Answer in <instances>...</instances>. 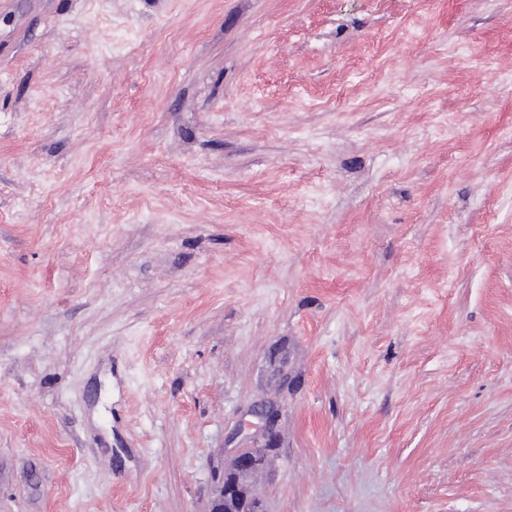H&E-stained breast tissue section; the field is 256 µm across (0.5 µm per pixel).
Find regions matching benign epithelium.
<instances>
[{
  "mask_svg": "<svg viewBox=\"0 0 512 512\" xmlns=\"http://www.w3.org/2000/svg\"><path fill=\"white\" fill-rule=\"evenodd\" d=\"M263 429L269 434L268 450L277 449L274 432L277 426L278 409L267 406L259 412ZM264 464V455L248 448H240L234 458V469L224 472L208 512H264L263 500L258 489L247 491L241 486V478L259 471Z\"/></svg>",
  "mask_w": 512,
  "mask_h": 512,
  "instance_id": "1",
  "label": "benign epithelium"
}]
</instances>
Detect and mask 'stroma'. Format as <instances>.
Masks as SVG:
<instances>
[{
  "instance_id": "35a3bbf8",
  "label": "stroma",
  "mask_w": 512,
  "mask_h": 512,
  "mask_svg": "<svg viewBox=\"0 0 512 512\" xmlns=\"http://www.w3.org/2000/svg\"><path fill=\"white\" fill-rule=\"evenodd\" d=\"M512 512V0H0V512ZM264 464V455L238 448L233 471L224 472L208 512H264L263 500L257 488L247 491L241 486L243 476L259 471Z\"/></svg>"
}]
</instances>
